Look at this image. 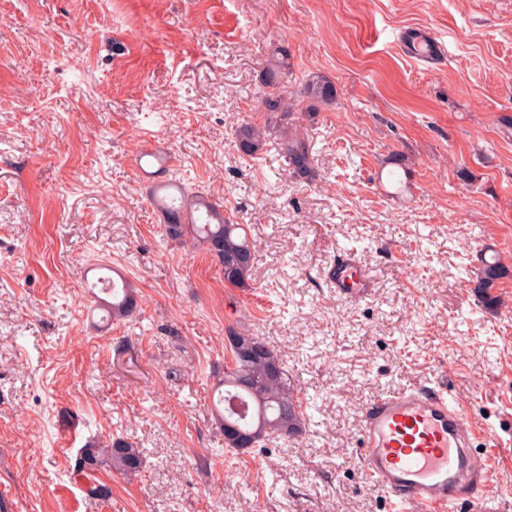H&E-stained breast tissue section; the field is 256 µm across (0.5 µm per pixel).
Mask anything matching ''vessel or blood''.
<instances>
[{"mask_svg": "<svg viewBox=\"0 0 512 512\" xmlns=\"http://www.w3.org/2000/svg\"><path fill=\"white\" fill-rule=\"evenodd\" d=\"M426 44V62L446 60L445 45L416 28L402 46ZM327 278L338 294H365L369 284L354 254L339 256ZM483 436L444 384L409 386L380 395L366 409L359 446L363 466L383 494L390 512H448L463 500L484 502L495 495V473L475 457Z\"/></svg>", "mask_w": 512, "mask_h": 512, "instance_id": "obj_1", "label": "vessel or blood"}]
</instances>
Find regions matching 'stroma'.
<instances>
[{
    "label": "stroma",
    "instance_id": "obj_1",
    "mask_svg": "<svg viewBox=\"0 0 512 512\" xmlns=\"http://www.w3.org/2000/svg\"><path fill=\"white\" fill-rule=\"evenodd\" d=\"M409 27L446 63L409 57ZM279 46L336 87L284 129L313 148L312 183L235 143L264 120ZM163 183L244 225L247 287L165 237ZM346 249L357 298L326 279ZM486 257L506 270L493 309ZM102 265L133 317L101 323ZM232 330L314 399L301 435L225 449L210 410ZM439 381L492 432L489 507L512 512V0H0V512H387L364 413ZM118 438L140 472H78ZM412 30V32L406 30V36L402 38V47L409 56L429 63H443L446 61V50L442 41L428 31L419 28H412ZM417 43H426L428 51L425 55H419L413 51ZM505 269L497 262L482 261L475 283V291L486 308H494L497 303V296L491 293L497 280L505 275Z\"/></svg>",
    "mask_w": 512,
    "mask_h": 512
}]
</instances>
